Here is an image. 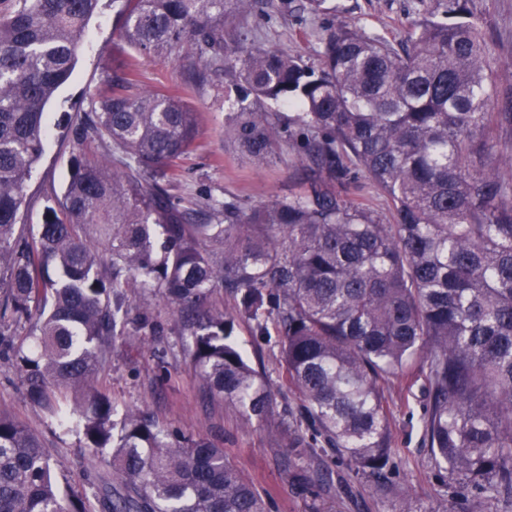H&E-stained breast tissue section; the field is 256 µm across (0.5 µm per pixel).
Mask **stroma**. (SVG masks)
Instances as JSON below:
<instances>
[{
    "label": "stroma",
    "mask_w": 512,
    "mask_h": 512,
    "mask_svg": "<svg viewBox=\"0 0 512 512\" xmlns=\"http://www.w3.org/2000/svg\"><path fill=\"white\" fill-rule=\"evenodd\" d=\"M303 2L292 0L291 9L284 15L259 12L252 16L254 44L299 54L312 62L316 59L315 29L320 25H356L400 41L406 38L410 23L425 15L433 4V0H329L331 14L315 18L303 11ZM474 6L486 10L490 34L499 46L492 75L499 90L494 109L511 112L512 0H474ZM120 8L119 0H101L83 36L73 74L46 107L44 153L23 193V219L30 226L41 224L48 199L61 194L72 157L81 153L94 158L104 152L92 140L74 144L64 138L63 128L74 113L87 111L95 94L107 90L113 76L121 72L115 32ZM183 78L177 59L143 54L138 57L140 89L175 87ZM192 102L201 114L198 145L181 162L169 189L180 208L219 204L228 197L254 205L303 191L307 172L288 145H281L270 162L260 167L237 150L225 129L231 105L224 100L223 73H212L193 94ZM129 296L135 306L146 300L152 303L165 333L115 337L111 358L98 370L100 385L116 402L140 408L161 426L222 445L233 464L271 498L272 512H307V500L298 493L283 464L287 453L284 425L246 424L231 409L213 404L190 363L186 352L190 339L181 334L169 302L137 288L130 289ZM236 339L253 362L262 364L277 393L278 408L297 411L299 402L284 383L277 337L257 343L242 326L236 331ZM389 397L392 440L401 456L393 480L406 488L414 512H441L448 495V475L434 465L422 446L421 418L428 403L423 387L418 383L394 386ZM0 410L11 412L39 433L70 485H83V469L90 456L82 438L47 422L41 411L26 400L16 368L1 362ZM305 459L313 468L331 469L335 482L326 497L334 512H400V498L370 490L367 479L336 465L332 452L309 449Z\"/></svg>",
    "instance_id": "35a3bbf8"
}]
</instances>
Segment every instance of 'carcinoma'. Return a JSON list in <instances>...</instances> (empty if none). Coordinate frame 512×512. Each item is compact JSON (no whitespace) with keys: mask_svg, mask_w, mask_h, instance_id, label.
Instances as JSON below:
<instances>
[{"mask_svg":"<svg viewBox=\"0 0 512 512\" xmlns=\"http://www.w3.org/2000/svg\"><path fill=\"white\" fill-rule=\"evenodd\" d=\"M99 2L15 0L0 12V358L99 460L74 490L40 437L0 413V512H269L223 448L120 410L96 386L116 329L163 331L149 304L132 307L130 288L176 306L208 397L247 422L271 416L274 391L235 330L277 336L301 399L287 465L308 512H331V473L302 454L320 442L375 489L396 490L390 378L426 385L422 442L454 482L444 512L512 500V144L501 137L512 112L491 111L489 29L472 0H435L400 48L325 26L315 63L249 43L251 12L285 14L291 0H122L124 42L176 54L183 86L140 92L129 64L70 117L76 143L94 137L109 158L73 156L32 234L21 207L44 109ZM214 68L234 98L238 150L263 164L288 142L310 171L303 192L254 206L226 198L202 218L173 203L169 181L199 135L188 93ZM271 104L296 113L283 122ZM359 171L388 212L348 198ZM219 289L232 308H202ZM76 385L88 396L71 408Z\"/></svg>","mask_w":512,"mask_h":512,"instance_id":"1","label":"carcinoma"}]
</instances>
